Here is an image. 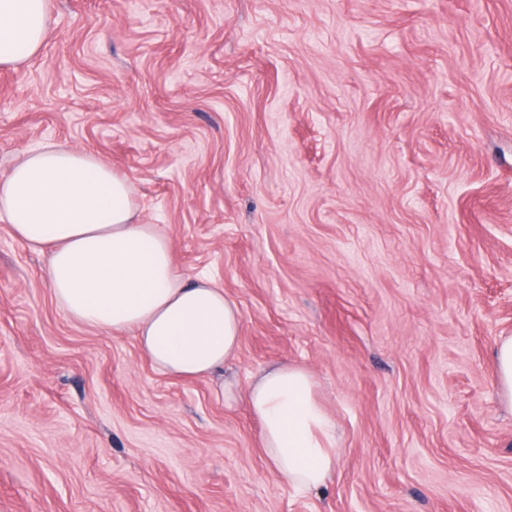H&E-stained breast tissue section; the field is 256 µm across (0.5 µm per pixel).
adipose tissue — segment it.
<instances>
[{
  "label": "adipose tissue",
  "mask_w": 512,
  "mask_h": 512,
  "mask_svg": "<svg viewBox=\"0 0 512 512\" xmlns=\"http://www.w3.org/2000/svg\"><path fill=\"white\" fill-rule=\"evenodd\" d=\"M50 0H0V68L42 48ZM0 218L18 240L47 249L54 300L74 321L134 332L161 373L186 380L220 370L239 347L242 315L207 277L177 272L172 242L137 220L128 179L93 154L47 144L25 152L0 181ZM300 365L260 370L244 397L269 465L312 492L336 471V428Z\"/></svg>",
  "instance_id": "adipose-tissue-1"
}]
</instances>
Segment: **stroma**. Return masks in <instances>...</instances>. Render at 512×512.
I'll use <instances>...</instances> for the list:
<instances>
[{"mask_svg": "<svg viewBox=\"0 0 512 512\" xmlns=\"http://www.w3.org/2000/svg\"><path fill=\"white\" fill-rule=\"evenodd\" d=\"M49 29L0 69V179L93 152L243 326L166 376L0 220V512H512V0H52ZM283 361L336 422L317 492L221 392ZM498 393L512 406V336L502 337L494 351Z\"/></svg>", "mask_w": 512, "mask_h": 512, "instance_id": "obj_1", "label": "stroma"}]
</instances>
